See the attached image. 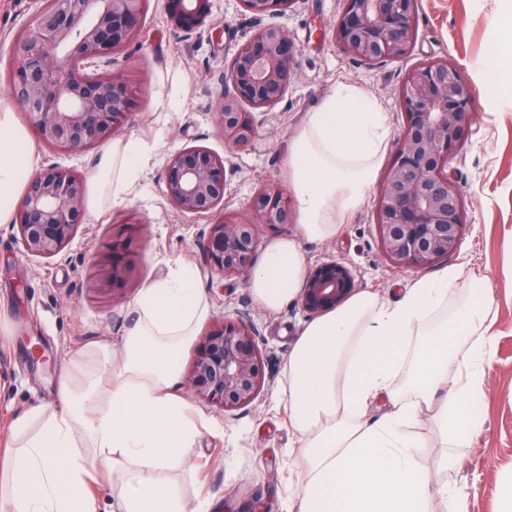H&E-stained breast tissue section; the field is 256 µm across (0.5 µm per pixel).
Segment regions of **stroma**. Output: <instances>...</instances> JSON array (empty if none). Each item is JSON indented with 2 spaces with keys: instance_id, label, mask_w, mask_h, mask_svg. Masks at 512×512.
Instances as JSON below:
<instances>
[{
  "instance_id": "1",
  "label": "stroma",
  "mask_w": 512,
  "mask_h": 512,
  "mask_svg": "<svg viewBox=\"0 0 512 512\" xmlns=\"http://www.w3.org/2000/svg\"><path fill=\"white\" fill-rule=\"evenodd\" d=\"M512 0H417L416 40L402 60L365 64L338 50L333 26L343 0H296L276 16L299 48L296 78L275 107L252 111L258 136L251 146L230 148L216 123L224 62L258 28L239 0H213L209 25L191 34L168 23L164 0H150L142 33L126 48L101 60L98 71L129 83L142 105L121 127L118 139L134 137L147 148L146 168L122 203L103 195L102 213L88 216L74 240L58 255H24L12 225L0 224V451L13 420L59 399L58 379L75 351L87 345L120 350L136 319L135 300L145 285L188 269L209 304V322L249 314L265 362L259 397L234 412L190 399L205 426L186 467L168 478L182 494L185 512H287L302 481L289 450L298 440L275 402L288 388V357L309 316L298 300L276 310L261 308L245 279L222 280L202 269V245L210 217L184 214L163 189L167 156L185 146H203L223 156L229 185L225 213L250 219V200L268 179L284 182L283 161L291 137L336 83L374 95L390 117V147H397L403 117L397 103L405 74L417 63L445 59L470 85L474 109L471 135L452 160L449 173L460 188L467 227L457 254L424 271L392 266L381 253L372 205H364L342 236L303 241L307 268L335 260L353 271L357 290L390 301L402 298L420 277L447 269L458 279L441 316L453 317L477 287L489 289L490 356L478 406L481 430L471 447L456 449V468L442 466L448 450L441 431L421 423L419 463L426 478L465 498L467 512H507L512 506V69L501 81L481 68L494 36L492 23ZM39 0H0V106L14 100L3 78L13 63L11 46L31 25ZM33 147L39 166L56 165L93 175L106 152H58L41 141ZM135 225L134 278L109 296L98 292L97 260L115 238Z\"/></svg>"
}]
</instances>
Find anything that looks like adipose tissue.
<instances>
[{
    "instance_id": "obj_1",
    "label": "adipose tissue",
    "mask_w": 512,
    "mask_h": 512,
    "mask_svg": "<svg viewBox=\"0 0 512 512\" xmlns=\"http://www.w3.org/2000/svg\"><path fill=\"white\" fill-rule=\"evenodd\" d=\"M389 115L361 88L337 84L292 137L284 172L296 203L298 235L268 243L247 278L255 301L276 310L307 278L302 240L338 236L369 200L386 157ZM35 152L10 107H0V224L11 223L35 169ZM140 140L113 142L94 178L120 201L141 174ZM455 271L421 278L395 304L373 294L306 323L288 358V389L278 403L299 439V512H464L461 497L429 482L418 462L422 417L454 448L479 428L482 362L490 338L489 295L475 293L456 320L437 321ZM119 356L83 348L59 381L58 408L19 418V449L0 464V512H94L87 484L122 476L113 512H184L165 472L183 467L200 435L177 393L182 355L209 308L187 275L147 284ZM383 417L367 421L370 404Z\"/></svg>"
}]
</instances>
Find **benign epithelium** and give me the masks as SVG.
<instances>
[{
    "label": "benign epithelium",
    "instance_id": "obj_1",
    "mask_svg": "<svg viewBox=\"0 0 512 512\" xmlns=\"http://www.w3.org/2000/svg\"><path fill=\"white\" fill-rule=\"evenodd\" d=\"M255 19L286 13L296 0H241ZM148 0H43L32 28L13 43L11 95L45 145L78 154L112 139L136 108L125 81L90 68L139 35ZM212 0H165L171 26L190 34L202 28ZM416 0H343L335 24L339 49L366 64L407 57L414 46ZM299 49L288 31L265 25L225 62L216 112L224 143L245 148L258 131L248 109L276 106L294 81ZM404 130L386 168L375 203L384 257L398 268L423 269L458 252L467 226L462 194L448 164L468 138L472 94L448 60L410 69L399 91ZM224 157L202 146L183 147L166 161L164 195L186 214L222 212L203 245V267L223 277H248L255 266L258 227L291 220L288 196L275 180L251 198L253 219L224 213ZM86 177L47 166L29 180L16 213V241L28 256L62 251L86 223ZM136 265L112 251L102 258L95 289L109 294L132 280ZM356 290L342 262L311 270L300 292L304 311L318 315L341 305ZM197 397L234 411L251 403L265 382L256 328L243 315L214 324L196 345L187 376Z\"/></svg>",
    "mask_w": 512,
    "mask_h": 512
}]
</instances>
